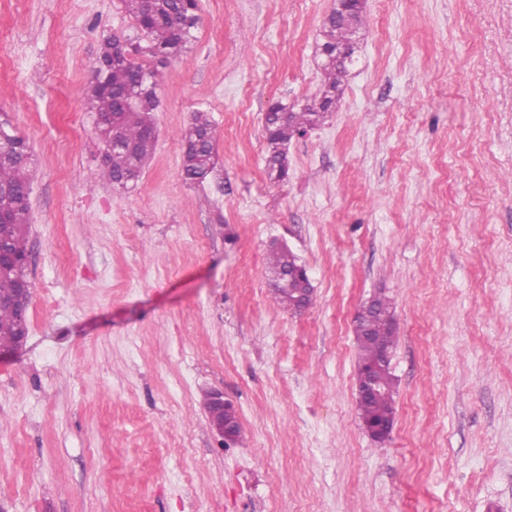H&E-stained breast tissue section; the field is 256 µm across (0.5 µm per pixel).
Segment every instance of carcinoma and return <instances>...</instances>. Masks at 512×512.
Here are the masks:
<instances>
[{
  "instance_id": "cac0c4a2",
  "label": "carcinoma",
  "mask_w": 512,
  "mask_h": 512,
  "mask_svg": "<svg viewBox=\"0 0 512 512\" xmlns=\"http://www.w3.org/2000/svg\"><path fill=\"white\" fill-rule=\"evenodd\" d=\"M126 13L135 22L137 35L151 43L152 56L169 59L180 56L195 39L200 23L198 0H121ZM364 24V10L351 18L336 20L331 14L323 25V42L350 46ZM99 59L107 64L93 69L90 85V110L104 121L98 127L103 143V176L115 189H126L138 181L145 162L155 146L153 112L159 107L156 70L133 60L112 61V37L102 41ZM349 73V65L325 59L323 85L315 99L299 110L282 103L268 109L264 124L266 174L280 183L288 178V143L306 129L322 123L336 108V101ZM126 93L131 103L117 108L115 93ZM181 172L185 180L202 183L215 168V140L212 123L204 112L192 115L181 133ZM0 230L7 233V249L20 256L30 254V182L32 154L24 139L10 135L0 139ZM298 257L286 247L270 249L269 273L278 301L287 310H295L297 289L310 287L295 276ZM28 280L26 268L11 262L0 265V296L12 293L20 282ZM393 301L384 294L372 298L370 311L357 319L358 346L356 382L371 377L376 389L357 401L364 424L393 420L395 378L390 367L377 365L386 347L396 344ZM24 335L16 312L0 305V350L13 349Z\"/></svg>"
}]
</instances>
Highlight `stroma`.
Returning <instances> with one entry per match:
<instances>
[{
	"label": "stroma",
	"mask_w": 512,
	"mask_h": 512,
	"mask_svg": "<svg viewBox=\"0 0 512 512\" xmlns=\"http://www.w3.org/2000/svg\"><path fill=\"white\" fill-rule=\"evenodd\" d=\"M332 0H199L137 182L85 89L121 0H0V121L30 172L25 345L0 362V512H512V0H366L336 109L265 173L263 116L322 84ZM207 113L217 167L181 174ZM314 304L269 285L272 241ZM394 301L395 422L357 412V308ZM223 392L239 442L204 406Z\"/></svg>",
	"instance_id": "obj_1"
}]
</instances>
